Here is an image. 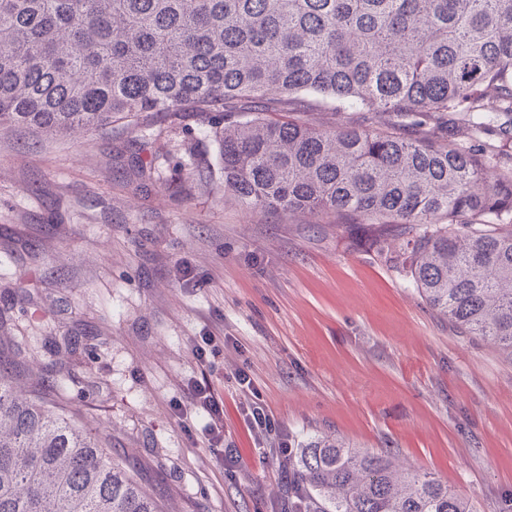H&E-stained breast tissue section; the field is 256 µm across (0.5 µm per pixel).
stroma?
<instances>
[{
    "instance_id": "stroma-1",
    "label": "stroma",
    "mask_w": 512,
    "mask_h": 512,
    "mask_svg": "<svg viewBox=\"0 0 512 512\" xmlns=\"http://www.w3.org/2000/svg\"><path fill=\"white\" fill-rule=\"evenodd\" d=\"M216 151L189 117L0 128V337L23 369L57 362L72 408L165 512H289L288 462L264 455L242 414L255 396L292 445L327 434L388 450L473 512H512V361L432 311L363 230L225 198ZM207 331L224 344L204 370L192 348ZM203 372L224 392L231 468L204 447L202 420L172 411Z\"/></svg>"
}]
</instances>
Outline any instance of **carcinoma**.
Segmentation results:
<instances>
[{"instance_id":"carcinoma-1","label":"carcinoma","mask_w":512,"mask_h":512,"mask_svg":"<svg viewBox=\"0 0 512 512\" xmlns=\"http://www.w3.org/2000/svg\"><path fill=\"white\" fill-rule=\"evenodd\" d=\"M314 108L389 119L318 128L301 118ZM188 112L224 193L368 225L433 310L512 359V168L457 142L492 135L512 157V0H0L1 127ZM20 378L19 353L0 354V512H161L53 402L55 366L25 395ZM288 460L296 512H473L431 474L331 436Z\"/></svg>"}]
</instances>
